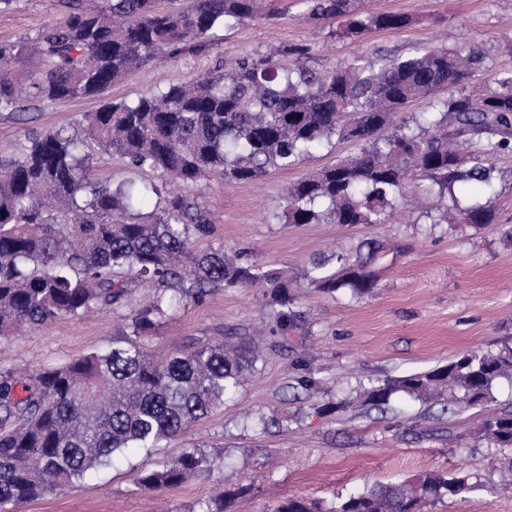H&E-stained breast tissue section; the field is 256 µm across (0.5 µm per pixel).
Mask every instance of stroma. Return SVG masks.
Listing matches in <instances>:
<instances>
[{
  "instance_id": "obj_1",
  "label": "stroma",
  "mask_w": 512,
  "mask_h": 512,
  "mask_svg": "<svg viewBox=\"0 0 512 512\" xmlns=\"http://www.w3.org/2000/svg\"><path fill=\"white\" fill-rule=\"evenodd\" d=\"M364 12L408 16V26L376 29L360 39L332 37L335 22L311 24L298 0H269L274 15L216 30L209 50L187 53L154 69L132 71L104 98L30 103L25 119L0 113V155H10L26 129L65 127L82 132L84 113L103 101L130 100L163 83H185L225 58L260 53L285 65L329 71L354 59L405 56L417 48L481 49L485 61L469 84L485 89L495 71L512 70V0H355ZM68 0H21L0 12V43L32 38L61 20ZM310 46L305 57L286 55ZM356 143L315 149L290 169H274L255 183H228L211 174L195 189L213 217L214 233L199 250L222 247L287 270L298 283L301 330L272 341L263 336L274 316L259 288H218L203 302H181L150 339L152 349L176 353L234 332L256 336L262 360L237 397L150 452L133 451L110 470L77 486L28 503L22 512H199L218 490L251 491L230 512H272L301 495L332 502L374 482L396 483L428 472H470L474 489L427 503L421 512H512V452L480 438L482 408L442 412L440 406L396 397L387 413L360 408L331 411L360 384L421 372L471 350L512 346V153L494 158L495 217L482 231L431 224V200L420 180L408 179L383 236L396 245L378 263L372 296L351 298L315 287L303 273L329 250L344 252L373 233L366 224H288L276 220L282 196L300 178L348 159ZM133 284L129 305L0 339V369L53 367L99 351L151 296ZM308 375L317 388L302 390ZM187 448L213 460L211 471L181 485L148 490L141 472L161 468Z\"/></svg>"
}]
</instances>
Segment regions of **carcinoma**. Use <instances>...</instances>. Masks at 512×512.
<instances>
[{"instance_id":"cac0c4a2","label":"carcinoma","mask_w":512,"mask_h":512,"mask_svg":"<svg viewBox=\"0 0 512 512\" xmlns=\"http://www.w3.org/2000/svg\"><path fill=\"white\" fill-rule=\"evenodd\" d=\"M313 24L333 19L336 34L360 38L410 19L357 12L352 0H300ZM265 0H72L67 17L34 39L0 44V112L28 100L58 102L102 95L134 69L209 48L213 31L264 15ZM477 56L463 46L416 49L405 57L360 59L332 71L285 68L266 55H244L190 84L159 86L132 101H108L83 115L85 137L65 128L29 130L0 156V339L17 327L40 329L65 317L126 304L132 282L156 288L153 300L112 337L108 348L59 367L20 376L0 372V512L92 476L129 448L149 451L224 405L261 360L246 338L157 357L145 339L179 297L203 300L216 288L261 285L279 307L274 333L286 336L304 316L293 310L288 273L257 260L199 251L212 217L194 195L211 171L230 183L253 182L272 168L299 164L333 139L361 145L354 158L301 178L283 199L288 224H384L406 179L430 181L435 223L481 230L493 220L492 197L461 199L455 188L492 187L495 155L512 151V71L472 94L466 81ZM430 109L394 123L416 99ZM127 168L173 175L180 190L158 211L140 209L161 189L152 182L100 184L89 178L87 141ZM385 244L369 238L353 253L320 257L307 280L329 292L365 297L377 285L374 263ZM512 380V348L470 350L445 365L361 386L357 402L387 406L403 394L442 408L489 402L495 383ZM482 437L512 450V413L493 414ZM212 460L187 448L161 470L142 472L149 490L177 486ZM465 473H425L373 483L327 507L301 496L275 512H419L427 501L472 488Z\"/></svg>"}]
</instances>
